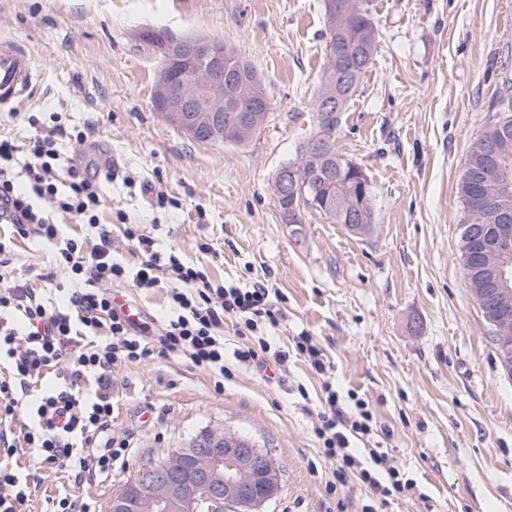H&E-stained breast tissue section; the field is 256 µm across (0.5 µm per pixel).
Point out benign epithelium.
<instances>
[{
	"instance_id": "benign-epithelium-1",
	"label": "benign epithelium",
	"mask_w": 512,
	"mask_h": 512,
	"mask_svg": "<svg viewBox=\"0 0 512 512\" xmlns=\"http://www.w3.org/2000/svg\"><path fill=\"white\" fill-rule=\"evenodd\" d=\"M141 38L169 61L188 64L177 77L160 74L151 91L154 109L168 126L195 140L223 136L245 142L264 124L270 103L258 76L246 81L251 108H242L237 96L224 95V70L234 53L223 41L175 37L153 29L142 31ZM226 112L233 117L228 123ZM330 154V143L321 136L305 145L299 162L277 173L276 197H287L288 187L301 179L300 171ZM494 216L496 245L507 252L512 248V211L497 208ZM486 259L485 275L471 292L481 303H494L488 320L496 331L501 365L512 373V266L496 261L494 253H487ZM278 486L279 469L262 449L212 427L166 459L137 468L112 496V512H199L205 504L219 512H261Z\"/></svg>"
}]
</instances>
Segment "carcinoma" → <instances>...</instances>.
Wrapping results in <instances>:
<instances>
[{
	"label": "carcinoma",
	"mask_w": 512,
	"mask_h": 512,
	"mask_svg": "<svg viewBox=\"0 0 512 512\" xmlns=\"http://www.w3.org/2000/svg\"><path fill=\"white\" fill-rule=\"evenodd\" d=\"M340 8L336 17L325 18L329 39V54L324 85L316 100L315 127L310 137L320 134L329 139L332 153L323 165H316L304 173L306 198L311 209L326 216L333 224H341L348 231L358 234L366 231L373 219L372 192H367V202H362L363 184L368 182L359 166H351L349 160L336 147V129L341 115L356 91L361 78L371 66L379 44V30L373 18L368 0H337ZM339 95L340 108H324L328 90ZM496 129L487 132L499 140L496 169L500 178L490 177L482 182L486 156L479 146L472 147L459 183V194L469 213V223L489 224L486 214L473 212L477 195L488 194L505 198L512 205V115L496 123Z\"/></svg>",
	"instance_id": "1"
}]
</instances>
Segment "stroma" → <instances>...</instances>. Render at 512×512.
<instances>
[{
	"mask_svg": "<svg viewBox=\"0 0 512 512\" xmlns=\"http://www.w3.org/2000/svg\"><path fill=\"white\" fill-rule=\"evenodd\" d=\"M370 7L377 54L336 131L372 191L373 221L354 234L312 211L286 223L274 194L277 171L296 162L315 125L325 0H0V35L27 46L38 74L27 98L0 110V135L24 144L56 118L68 132L60 153L81 171L112 162L98 216L123 265L146 259L124 236L130 223L213 283L263 282L286 315L272 346L290 351L284 373L240 362L241 341L225 326L220 392L212 374L173 355L119 366L112 432L129 443L128 466L78 483L68 470L37 469L19 449L33 480L28 512L64 493L111 512L140 463L209 427L251 439L279 465V491L263 512H328L332 462L313 434L327 378L373 413V433L352 447L387 451L411 484L384 498L351 479L343 512H512V377L464 274L468 215L458 193L472 147L512 98V0ZM147 28L220 39L248 61L270 102L261 129L245 143L219 144L167 126L151 103L160 65L140 37ZM78 131L84 144L69 139ZM158 190L172 206H155ZM0 235L13 239L4 284L32 285L35 266L57 271L56 245L13 237L7 224ZM103 289L155 325L167 316L164 289L126 281ZM303 332L322 348L330 376L293 351Z\"/></svg>",
	"mask_w": 512,
	"mask_h": 512,
	"instance_id": "stroma-1",
	"label": "stroma"
}]
</instances>
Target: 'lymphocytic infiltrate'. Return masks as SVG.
Masks as SVG:
<instances>
[{
  "mask_svg": "<svg viewBox=\"0 0 512 512\" xmlns=\"http://www.w3.org/2000/svg\"><path fill=\"white\" fill-rule=\"evenodd\" d=\"M66 135L57 125L24 148L0 138V215L18 236L60 239L57 224L45 213L49 207L85 224L98 223L100 178L60 155L56 141ZM22 149L29 160L17 171L11 162ZM126 237L148 256L139 268L115 258L106 232L63 241V270L80 280V287L66 288L52 272L42 279L66 292L65 304L34 288L0 290V512H25L30 499L28 477L12 462L17 444L31 450L40 469L69 468L78 482L111 475L113 466L126 460L125 442L110 435L112 372L145 359L151 349L146 329L131 326L102 283L126 280L140 289H166L172 314L156 337L160 352L213 372L216 389L224 387L225 324H232L242 340L234 352L238 361L280 367L288 361L287 351L272 350L267 338L285 315L263 282L215 288L178 255L160 256L153 239L138 234L134 225H127ZM49 374L56 385L42 388ZM371 420L366 407L345 410L335 390H327L313 432L335 464L325 486L328 496L353 477L383 496L403 490L387 451L371 448L360 455L350 446L351 438L369 434ZM90 444L95 452H87Z\"/></svg>",
  "mask_w": 512,
  "mask_h": 512,
  "instance_id": "f902f5d3",
  "label": "lymphocytic infiltrate"
}]
</instances>
